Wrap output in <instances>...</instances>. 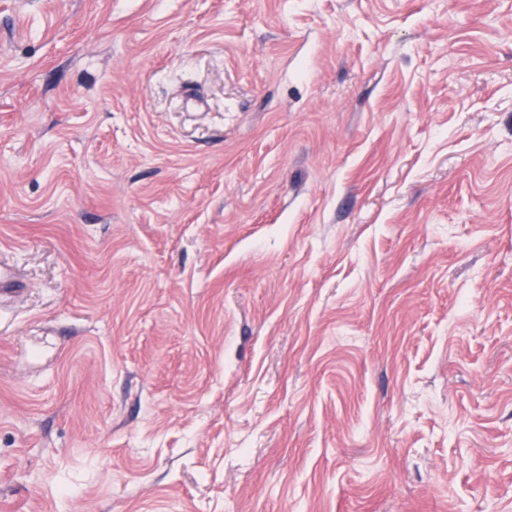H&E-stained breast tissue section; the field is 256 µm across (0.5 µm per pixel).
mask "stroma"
Segmentation results:
<instances>
[{
    "label": "stroma",
    "instance_id": "1",
    "mask_svg": "<svg viewBox=\"0 0 512 512\" xmlns=\"http://www.w3.org/2000/svg\"><path fill=\"white\" fill-rule=\"evenodd\" d=\"M0 512H512V0H0Z\"/></svg>",
    "mask_w": 512,
    "mask_h": 512
}]
</instances>
